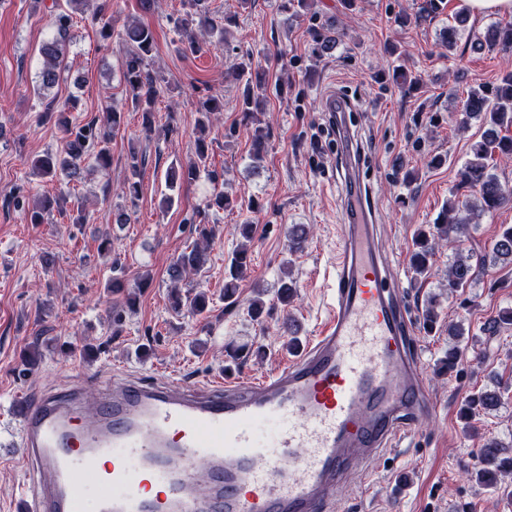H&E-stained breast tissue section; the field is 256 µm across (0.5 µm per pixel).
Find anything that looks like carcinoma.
Returning <instances> with one entry per match:
<instances>
[{"mask_svg":"<svg viewBox=\"0 0 512 512\" xmlns=\"http://www.w3.org/2000/svg\"><path fill=\"white\" fill-rule=\"evenodd\" d=\"M90 0H66L67 8L58 9L52 16L51 26L56 35L44 42L41 54L45 58L42 70L39 72V86L48 90L55 86L59 79V69L66 53V38L73 24V14L85 13ZM195 7V12H188L183 18L174 20V27L179 36L187 38L184 43V52L197 54L206 45L222 43L225 40L226 27L222 21L211 17L196 9L197 0H189ZM107 0H100L90 12L92 24L100 27L99 34L102 39L112 38V16L107 14ZM119 40L127 47L121 63L122 76L125 89L133 109L141 113L142 127L145 132H152L154 106L157 99V76L148 68L147 60L155 48V35L152 28L136 21L124 25L118 33ZM488 46L502 53L512 54V23L495 22L491 24L484 36V42L477 44V48ZM235 75L238 80L244 81L241 110L252 140L253 158L260 160V153L265 148L267 132L261 126L257 113L262 111L265 100V88L261 84V77L253 71L252 58L241 61L236 67ZM78 100L73 99L67 105L60 107L55 101L49 100L39 115L42 122H52L62 130L65 136L63 149L59 152H48L32 161L34 169L41 175L55 178L59 175L74 181L80 177L86 166L96 169H106L111 165L112 156L109 147L111 132L121 126V113L109 110L102 117H94L86 122L74 123L69 113L77 110ZM466 116L484 115L487 129L482 140L475 143L471 155L466 160L461 171L462 185L470 189V197L464 200L451 202L448 211L456 213L451 218H440L435 224L436 233L419 235L416 250L411 256V265L420 275H425L430 269L429 257L432 254V241L446 237H458L470 226L469 215L474 212L481 214L492 213L501 207L512 204V192L503 188L496 174L491 172L490 161L495 157H512V137L501 136L497 128L504 124H512V73L502 76L501 83L496 87L494 96L490 97L485 91L471 90L463 104ZM195 153L197 160L183 168H170L165 174V186L169 193L163 195L162 205L169 209L175 203L172 192L185 182L197 179L200 169L206 167L208 144L204 135L195 139ZM16 206L25 209L29 223L41 224L44 214L59 207V199L55 196H45L37 204L26 207V198L20 194L15 196ZM197 242L186 248L173 259L168 272L171 282L177 283L188 273L201 271L206 264L205 250L199 242H210L213 229L207 224H198L195 227ZM241 237L240 244L232 252L224 278V297H231L238 282L242 279L244 271L250 263V251L254 240L253 224L246 220L238 225ZM492 254L497 257L512 260V228L502 232L492 246ZM472 279V265L470 258L459 255L448 269V288H460ZM148 285V279L139 281L135 286H128L126 281L114 276L110 282L112 292L122 295L121 305L133 309L139 301L140 289ZM171 308L181 313L201 315L208 310L210 297L203 291L183 293L178 289L170 293ZM500 404V395L497 391H481L468 399L470 415L480 411H491ZM512 452V444L488 439L482 448L478 449L480 467L477 468V480L480 484L493 487L501 491L502 495L512 499V485L502 484V477L512 475V456L499 458L503 448Z\"/></svg>","mask_w":512,"mask_h":512,"instance_id":"obj_1","label":"carcinoma"}]
</instances>
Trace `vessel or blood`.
Instances as JSON below:
<instances>
[{
  "label": "vessel or blood",
  "instance_id": "obj_1",
  "mask_svg": "<svg viewBox=\"0 0 512 512\" xmlns=\"http://www.w3.org/2000/svg\"><path fill=\"white\" fill-rule=\"evenodd\" d=\"M352 107L336 93L323 101L343 222L314 335L253 382L135 375L18 398L20 512H331L338 484L435 413Z\"/></svg>",
  "mask_w": 512,
  "mask_h": 512
}]
</instances>
